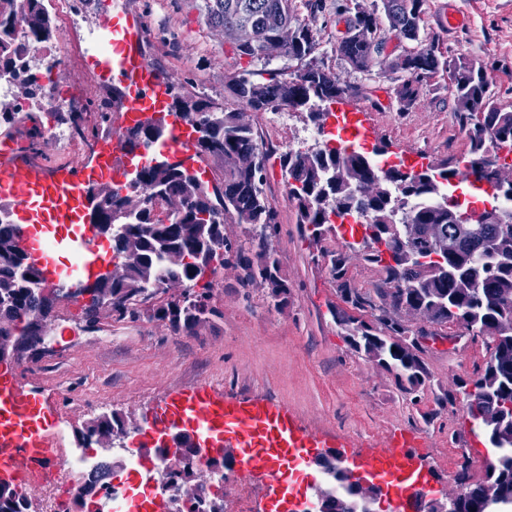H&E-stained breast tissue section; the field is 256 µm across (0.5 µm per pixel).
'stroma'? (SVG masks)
Here are the masks:
<instances>
[{
    "label": "stroma",
    "instance_id": "1",
    "mask_svg": "<svg viewBox=\"0 0 512 512\" xmlns=\"http://www.w3.org/2000/svg\"><path fill=\"white\" fill-rule=\"evenodd\" d=\"M344 2L322 0V9L313 14L307 0H297L298 16L317 28L314 57L348 85V109L368 128L369 143H387L392 159L460 156L466 139L447 74L430 78L417 103L406 107L395 94L401 74L378 66L351 70L336 51L346 31L338 13ZM124 7L141 24L148 62L185 93L226 103L227 83L238 72L248 70L265 80L301 66L285 58L264 65L233 55L231 46L205 26L192 0H124ZM113 10V0H89L65 25L58 49L69 61L56 78L73 94L70 109L86 110L112 95L111 89L93 85L76 56L78 35ZM444 11L456 12L462 25L443 29L437 17ZM422 26L448 59L482 62L498 100L512 106V0H427ZM284 126L285 133L271 128L262 140L269 153L265 193L278 211L277 249L292 285L286 308L268 307L261 289L243 285L232 267L224 268L212 300L222 318L196 336L173 333L146 318L115 323L103 316L92 327L83 301L61 300L48 319V350L16 363L18 381L54 408L52 433L64 451L76 447L77 428L102 409L121 411L135 424L153 416L176 391L203 384L227 399L281 404L306 433L345 443L349 458L378 455L387 439L400 433L420 436L421 454L435 475L423 503L485 482L495 450L473 432L461 388L484 364V339L467 336L425 350L433 384L416 403L397 390L388 372L351 352L331 316L342 304L336 284L326 264L312 262L296 211L286 200L280 157L287 149L311 146V123L290 112ZM78 479L75 471L53 474L29 496L41 512H72L70 488ZM219 494L224 512H266L271 501L264 476L247 477L234 467L225 470Z\"/></svg>",
    "mask_w": 512,
    "mask_h": 512
}]
</instances>
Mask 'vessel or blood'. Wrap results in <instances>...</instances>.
Returning a JSON list of instances; mask_svg holds the SVG:
<instances>
[{
  "instance_id": "vessel-or-blood-1",
  "label": "vessel or blood",
  "mask_w": 512,
  "mask_h": 512,
  "mask_svg": "<svg viewBox=\"0 0 512 512\" xmlns=\"http://www.w3.org/2000/svg\"><path fill=\"white\" fill-rule=\"evenodd\" d=\"M98 32L106 48L87 51L86 69L101 85L123 89L130 120L166 111L169 84L142 53L137 18L127 12L112 13L100 19ZM336 122L347 147L367 139L355 113L340 110ZM124 162L123 141L116 133L100 140L99 157L89 173L77 165L39 171L17 152L11 139H0V199L13 202L22 221L31 224L26 253L46 282H55L66 270L77 278L93 279L111 262V255L98 246V227L87 216L84 193L96 177L123 182ZM184 424L194 429L201 458L218 457L228 444H236L241 449L240 469L265 471L276 494L282 490L281 471L302 464L315 445L278 403L230 400L202 387L176 393L172 403L155 415L149 430L171 434ZM52 425V411L26 391L12 371L1 368L0 480L24 485L33 474L53 470L58 454L49 434ZM420 445L415 434L395 435L378 456L357 464L393 491L398 512H409L411 497L428 483Z\"/></svg>"
}]
</instances>
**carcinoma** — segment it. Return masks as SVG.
Instances as JSON below:
<instances>
[{"label": "carcinoma", "instance_id": "carcinoma-1", "mask_svg": "<svg viewBox=\"0 0 512 512\" xmlns=\"http://www.w3.org/2000/svg\"><path fill=\"white\" fill-rule=\"evenodd\" d=\"M200 14L210 30L228 23L246 22L256 32V42L234 48L238 57L268 64L275 50V30L269 19L277 18L296 28L297 40L284 57L304 60L305 66L289 74L293 86L273 75L262 82L244 70L230 80L235 108L206 97L176 94L169 106L182 118L189 137L203 129L200 149L204 169L193 174L163 167L155 159L140 167L137 180L101 190L89 212L92 223L106 231L112 259L117 261L112 280L98 285L104 303L112 304V318L136 321L145 316L165 323L173 332L195 334L221 317L211 304L216 269L241 270L242 282L265 290L269 304L279 310L288 306L291 294L282 273L281 259L273 246L278 236L277 211L265 191L267 154L253 128L238 123V107L256 112L279 111L288 106L310 113L318 121L322 104H334L347 85L324 77L310 60L317 45V30L302 22L295 0H200ZM427 0H380L371 10L357 0L344 5L353 13L347 37L337 53L354 71H367L381 55L385 41L379 37L381 19L400 41L417 43L402 54L392 72L408 74L401 84L400 101L414 103L423 81L439 72L448 73L456 112L465 119L467 151L459 159L427 162L425 169L405 177L400 166L376 169L375 154L343 147H322L318 153L290 149L281 155V167L290 180L286 200L297 213L300 235L330 258L333 279L345 309L332 311L347 344L357 355L394 376L407 394L424 390L430 377L416 344L419 336L446 337L442 328L452 324L473 337L485 338L488 358L474 372L476 410L469 411L473 425L485 441L497 449L488 467V479L499 486L502 503L489 506L480 486L452 498V512H512V223L463 224L460 214L477 212L469 201L448 209L436 197V185L458 188L470 180L483 182L498 193L512 196V180L503 178L502 165L488 157L500 150L512 153V108L501 104L487 79L484 66L467 57L450 62L438 50L433 37H420V23ZM61 31L44 0H0V81L17 86L16 100L0 106L3 133L23 135L32 142L44 135L41 112L20 101H37L44 86L34 71L29 49L58 40ZM101 111L88 121L82 112H53L58 124L72 129L83 141L98 142L112 132L111 103H99ZM167 122L138 121L122 134L130 153L141 147L165 143ZM173 199L178 211L159 216L156 197ZM347 215L359 218L364 229L353 245L336 225ZM240 224L248 245L232 243L224 225ZM19 228L9 213L0 215V331L10 330L32 345L47 335L48 322L32 325L24 319L30 308L51 312L53 304L40 296L33 276L25 269L26 256L18 243ZM357 259L376 266L384 287L371 294L351 286L345 262ZM466 278L472 287L461 291L457 281ZM179 285V296L157 301L167 288ZM126 419L107 410L77 430L81 448L95 445L96 437L110 433L127 436ZM180 455L170 460L166 476L173 483L195 480L197 468L187 465L191 436H175ZM324 472L341 487V497L326 503L321 512H347L343 504L352 497L346 478L336 469ZM84 491L73 496L74 512H85L97 489L86 479ZM30 497L19 487L0 481V512H29Z\"/></svg>", "mask_w": 512, "mask_h": 512}]
</instances>
